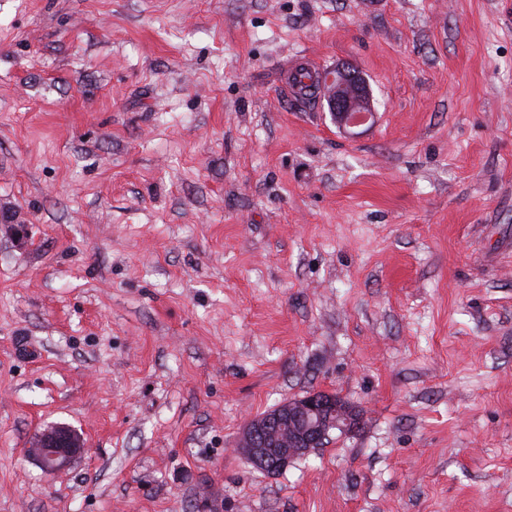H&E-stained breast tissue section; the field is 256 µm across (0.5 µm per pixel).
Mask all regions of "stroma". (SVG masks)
<instances>
[{"label":"stroma","mask_w":512,"mask_h":512,"mask_svg":"<svg viewBox=\"0 0 512 512\" xmlns=\"http://www.w3.org/2000/svg\"><path fill=\"white\" fill-rule=\"evenodd\" d=\"M0 512H512V0H0ZM322 99L337 124L345 128L361 126L375 115L369 84L354 65H336L319 78ZM366 120V121H367ZM361 423L360 414L339 395L317 391L250 418L240 433L237 448L255 468L275 474L293 460L308 455L311 448H320L319 442L331 430L349 432ZM327 440L328 437L319 445ZM83 450L84 442L79 434L69 426L54 424L46 427L33 448H27L25 452L37 459L44 472L55 475Z\"/></svg>","instance_id":"obj_1"}]
</instances>
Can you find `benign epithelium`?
<instances>
[{
	"label": "benign epithelium",
	"instance_id": "1",
	"mask_svg": "<svg viewBox=\"0 0 512 512\" xmlns=\"http://www.w3.org/2000/svg\"><path fill=\"white\" fill-rule=\"evenodd\" d=\"M319 83L322 99L340 126L359 127L374 118L369 84L356 66L339 64L322 74ZM361 423L360 414L339 395L317 391L249 419L237 448L248 463L275 474L293 460L308 455L330 431H353ZM83 450L79 434L64 424H54L42 431L26 453L37 459L44 472L55 475Z\"/></svg>",
	"mask_w": 512,
	"mask_h": 512
}]
</instances>
